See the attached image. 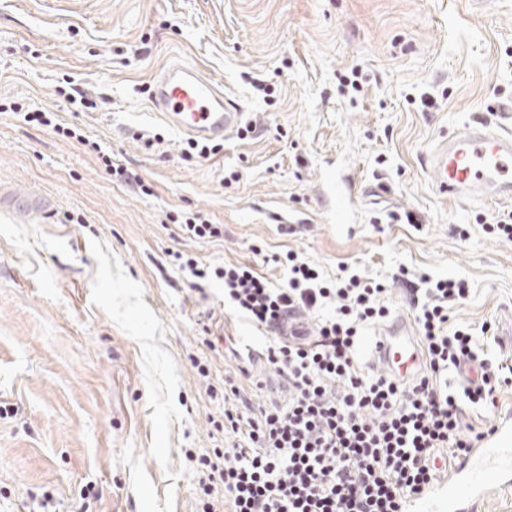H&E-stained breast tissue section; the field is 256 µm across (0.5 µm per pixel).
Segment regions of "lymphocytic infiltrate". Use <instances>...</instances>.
I'll return each mask as SVG.
<instances>
[{
	"mask_svg": "<svg viewBox=\"0 0 512 512\" xmlns=\"http://www.w3.org/2000/svg\"><path fill=\"white\" fill-rule=\"evenodd\" d=\"M174 263L192 279L222 280L235 312L275 333L260 358L289 390L287 404L247 417L240 386L223 389L229 407L213 428L234 441L197 460L200 512H217L223 498L231 512H405L432 484L438 451L455 458L486 439L464 423V406L494 403L512 366L482 358L473 328L449 326L464 280L425 276L411 289L425 369L401 383L362 373L356 359L365 330L390 315L383 282L348 269L331 279L293 252L282 287L247 264L206 266L180 253ZM306 311L319 316L310 329ZM468 364L480 367L479 384L451 390L448 370Z\"/></svg>",
	"mask_w": 512,
	"mask_h": 512,
	"instance_id": "lymphocytic-infiltrate-1",
	"label": "lymphocytic infiltrate"
}]
</instances>
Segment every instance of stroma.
<instances>
[{"label": "stroma", "mask_w": 512, "mask_h": 512, "mask_svg": "<svg viewBox=\"0 0 512 512\" xmlns=\"http://www.w3.org/2000/svg\"><path fill=\"white\" fill-rule=\"evenodd\" d=\"M195 66L241 108L207 158L149 107L153 75ZM359 75L360 92L342 91ZM76 87L94 101L75 109ZM51 113L49 126L25 111ZM512 113V0H0V512H196L235 380L253 410L288 382L239 371L224 339L251 324L224 285L172 263H247L283 286L292 251L333 277L463 278L450 325L491 323L479 345L512 362V240L489 234L512 201L437 196L425 158L476 119ZM69 127L77 138L58 134ZM138 173L139 195L110 175ZM348 178L352 223L323 221L326 164ZM207 213L220 241L176 220ZM410 215L388 224L387 213ZM208 376H201L199 365Z\"/></svg>", "instance_id": "stroma-1"}]
</instances>
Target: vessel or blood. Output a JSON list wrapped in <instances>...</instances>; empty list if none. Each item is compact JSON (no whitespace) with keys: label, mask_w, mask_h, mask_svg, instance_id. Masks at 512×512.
<instances>
[{"label":"vessel or blood","mask_w":512,"mask_h":512,"mask_svg":"<svg viewBox=\"0 0 512 512\" xmlns=\"http://www.w3.org/2000/svg\"><path fill=\"white\" fill-rule=\"evenodd\" d=\"M150 104L168 124L199 140H220L239 127V106L198 68L171 63L152 78ZM434 174L440 196L453 201L487 196L512 197V134H503L479 123L463 133L449 134L425 161ZM322 186L328 200L324 219L347 224L352 219L351 202L334 170L323 173ZM373 355L396 378L409 380L423 364L421 346L409 333L405 319L394 320L376 341ZM512 481V415L496 426L494 438L471 449L445 477L425 495L410 499L408 512H471L473 500L483 497L489 476Z\"/></svg>","instance_id":"vessel-or-blood-1"}]
</instances>
